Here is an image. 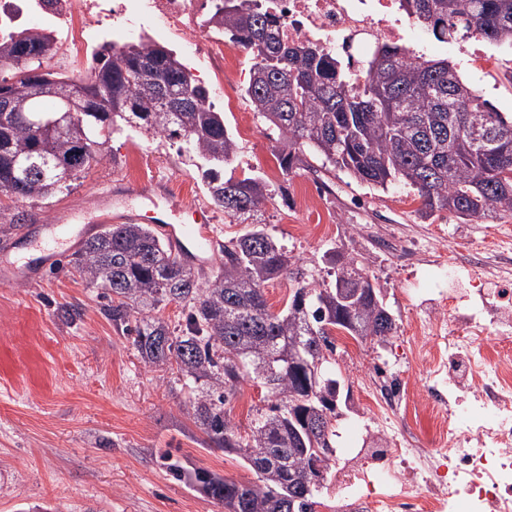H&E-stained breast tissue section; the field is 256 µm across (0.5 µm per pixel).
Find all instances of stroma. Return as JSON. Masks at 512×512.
<instances>
[{
	"label": "stroma",
	"mask_w": 512,
	"mask_h": 512,
	"mask_svg": "<svg viewBox=\"0 0 512 512\" xmlns=\"http://www.w3.org/2000/svg\"><path fill=\"white\" fill-rule=\"evenodd\" d=\"M459 40L436 45L435 55L457 63L466 80L480 86L499 111L512 113V81L480 75L467 66ZM225 125L235 137L244 127L254 131L239 145L236 159L224 167L228 177L261 178L268 190L287 186L288 196L274 197L264 209L266 231L307 267L327 273L348 254L361 253L375 286L398 331L384 344L358 341L357 366L344 348L336 363L351 399L342 408L331 467H338L350 449L367 436L368 398L363 375L376 363H388L415 386H422V366L410 363V325L422 295L440 283V259H455L468 236H494L502 223L492 216L466 221L442 210L421 218L412 190L394 186L382 191L332 173V192L317 206L301 200L303 186L314 177L298 172L284 177L276 157L279 134L250 111L244 96L215 99ZM164 176L189 207L208 201L197 169L180 156L176 144L160 136L120 134L107 146L99 164L47 201L25 204L34 224L54 223L60 210L83 216L90 198L115 179L138 188L134 167ZM217 239L237 235L223 211L209 208ZM309 225L306 238L298 225ZM339 231L326 239L319 225ZM403 224L423 241L424 263L412 270L397 262L381 244L383 228ZM441 224L447 236L428 238V227ZM101 289L92 287L68 262L52 266L37 283L0 286V512H224L203 491L173 479L162 465V449H177L188 466L240 482L257 476L235 454L208 448L189 405L191 389L175 384L165 367L144 364L124 328L104 311ZM272 397L266 388L242 382L229 409L230 419L247 428Z\"/></svg>",
	"instance_id": "stroma-1"
}]
</instances>
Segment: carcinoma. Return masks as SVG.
<instances>
[{
  "label": "carcinoma",
  "mask_w": 512,
  "mask_h": 512,
  "mask_svg": "<svg viewBox=\"0 0 512 512\" xmlns=\"http://www.w3.org/2000/svg\"><path fill=\"white\" fill-rule=\"evenodd\" d=\"M223 2L215 23L250 60L244 98L278 130L284 174L340 170L384 191L401 185L417 195L423 218L441 210L464 220L512 216V115L496 111L450 61L383 44L361 61L364 80L354 89V73L340 57L311 41H283L276 19L242 0ZM400 8L440 40L475 36L512 48V0H400ZM55 43L46 29L0 40V72H12L0 78V96L11 105L0 112V198L9 200L0 203V231L27 221L13 204L44 201L102 162L124 127L178 141L179 154L203 170L210 204L232 222L250 223L224 243V264L215 271L187 265L147 224L107 225L82 241L69 264L111 299L112 323L133 334L145 363H174L184 382L196 385L194 420L206 445L240 456L257 481L190 470L170 449L160 454L167 471L202 488L225 512H315L321 487L306 491L305 471L314 457L330 460L336 438L332 425L308 429L313 407L336 418L329 335L337 328L385 341L397 333L380 289L359 255H349L328 283L265 231L261 212L272 195L256 178L224 179L238 143L224 113L214 110L211 90L173 49L149 38L107 41L92 52L86 74L45 72L62 91L82 86V111L69 112L59 98L44 108L32 84ZM279 277L293 282V293L273 312L264 287ZM342 285L361 289L360 298L336 302ZM168 303L187 309L179 332L156 315ZM298 343L307 360L321 361L325 384L313 397L304 368H288V349ZM247 378L276 402L242 433L225 406Z\"/></svg>",
  "instance_id": "carcinoma-1"
}]
</instances>
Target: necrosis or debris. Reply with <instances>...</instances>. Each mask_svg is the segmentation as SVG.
<instances>
[{
  "mask_svg": "<svg viewBox=\"0 0 512 512\" xmlns=\"http://www.w3.org/2000/svg\"><path fill=\"white\" fill-rule=\"evenodd\" d=\"M218 0H57L53 18L70 52L86 47L87 28L148 26L185 40L233 98L238 52L212 24ZM277 21L284 41L311 40L348 61L376 46H425L429 33L402 15L399 0H244ZM492 282L494 292L436 287L419 304L413 362L427 384L412 388L376 365L371 421L396 446L400 464L378 467L382 452L355 448L337 469L341 512H512V234L471 241L449 276ZM431 426L423 438L421 422Z\"/></svg>",
  "mask_w": 512,
  "mask_h": 512,
  "instance_id": "1",
  "label": "necrosis or debris"
}]
</instances>
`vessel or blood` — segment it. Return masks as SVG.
<instances>
[{
    "label": "vessel or blood",
    "mask_w": 512,
    "mask_h": 512,
    "mask_svg": "<svg viewBox=\"0 0 512 512\" xmlns=\"http://www.w3.org/2000/svg\"><path fill=\"white\" fill-rule=\"evenodd\" d=\"M126 190L113 185L109 190L99 193L96 206L113 212V220L126 224H150L160 229L173 243L177 251L189 263H206L207 247L212 243V218L208 211L193 210L189 220H181L184 211L181 201L174 197L169 186L162 182L154 183L147 192L154 199L153 210L144 212L135 207L124 205ZM46 243L40 249L37 259L0 265V284L39 281L44 270L58 260L63 247H74L81 238L92 230L91 225L45 224L41 227Z\"/></svg>",
    "instance_id": "vessel-or-blood-1"
}]
</instances>
